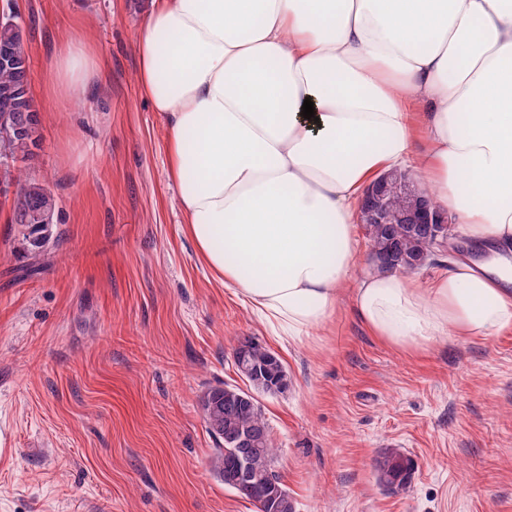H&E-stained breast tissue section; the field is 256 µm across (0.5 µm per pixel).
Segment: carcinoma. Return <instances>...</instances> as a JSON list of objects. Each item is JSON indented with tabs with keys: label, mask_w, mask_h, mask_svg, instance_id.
Masks as SVG:
<instances>
[{
	"label": "carcinoma",
	"mask_w": 512,
	"mask_h": 512,
	"mask_svg": "<svg viewBox=\"0 0 512 512\" xmlns=\"http://www.w3.org/2000/svg\"><path fill=\"white\" fill-rule=\"evenodd\" d=\"M10 51L16 56L17 64L13 70L0 69V89L5 84L19 86L18 104L24 108L33 107L29 79V49L25 43L18 42L12 35L0 30V55ZM39 120H34L22 134H3L0 132V159L12 158L16 161L29 156L28 145H38ZM52 197L40 182L26 180L20 184V192L14 206V221L29 228L32 246V264L38 265L41 260L44 232L49 225L39 217V209ZM365 237L373 254H386L390 261L388 267L402 273L411 274L421 270L418 262L427 260V265L435 264L436 257L442 250L431 246L414 224H365ZM252 354L256 366L260 367L259 382L250 383L254 389L263 392H280L288 385V378L279 358L260 343L252 346ZM244 390L230 386H211L201 397V408L204 422L209 434L216 443L215 452L210 462L212 471L219 479L234 463V456L240 452L236 448V439L245 431L257 433L260 439L256 449L249 453V464L254 474L266 478L272 477L277 483L281 494L279 505L275 509L267 507L266 501L258 492L244 487L224 483L238 496L253 502L258 512H295V506L288 489L282 483L275 470L278 447L273 439L271 428L258 402L251 404L243 401ZM413 462L410 457L398 451H389L377 466V481L388 489L404 488L409 483Z\"/></svg>",
	"instance_id": "carcinoma-1"
}]
</instances>
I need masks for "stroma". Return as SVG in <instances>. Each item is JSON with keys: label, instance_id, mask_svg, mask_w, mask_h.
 Returning <instances> with one entry per match:
<instances>
[{"label": "stroma", "instance_id": "1", "mask_svg": "<svg viewBox=\"0 0 512 512\" xmlns=\"http://www.w3.org/2000/svg\"><path fill=\"white\" fill-rule=\"evenodd\" d=\"M150 0H14L39 111L34 156L15 164L56 199L43 266L29 272L0 193V512H256L210 467L199 400L244 386L242 339L288 376L257 400L296 512H512V333L441 337L408 355L340 302L318 334L282 341L205 267L183 233L162 123L137 82ZM82 30L104 83L60 99L46 67ZM412 458L383 488L387 449ZM413 470L410 457L398 451H388L378 463L377 481L388 489L405 488Z\"/></svg>", "mask_w": 512, "mask_h": 512}]
</instances>
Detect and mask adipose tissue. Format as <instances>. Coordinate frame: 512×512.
<instances>
[{
  "label": "adipose tissue",
  "instance_id": "ef3b65f1",
  "mask_svg": "<svg viewBox=\"0 0 512 512\" xmlns=\"http://www.w3.org/2000/svg\"><path fill=\"white\" fill-rule=\"evenodd\" d=\"M135 51L183 230L274 336L344 299L409 354L512 330V0H153ZM47 68L72 95L106 77L81 35ZM392 170L491 257L353 277L359 198Z\"/></svg>",
  "mask_w": 512,
  "mask_h": 512
}]
</instances>
